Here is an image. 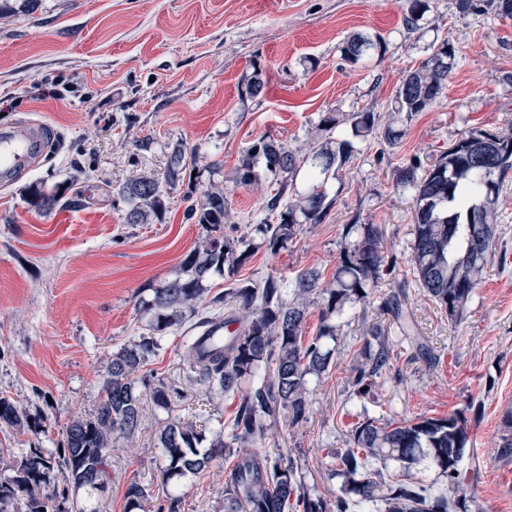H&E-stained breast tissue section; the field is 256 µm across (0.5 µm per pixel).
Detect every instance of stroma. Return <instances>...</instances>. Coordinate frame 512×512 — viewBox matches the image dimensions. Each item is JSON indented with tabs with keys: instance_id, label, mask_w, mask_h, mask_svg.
I'll return each instance as SVG.
<instances>
[{
	"instance_id": "stroma-1",
	"label": "stroma",
	"mask_w": 512,
	"mask_h": 512,
	"mask_svg": "<svg viewBox=\"0 0 512 512\" xmlns=\"http://www.w3.org/2000/svg\"><path fill=\"white\" fill-rule=\"evenodd\" d=\"M410 0H40L35 13L0 20V132L37 129L46 155L19 176L0 178V397L23 407L26 422L0 426V477L15 475L30 450L61 451L62 433L98 406L112 353L137 339L148 320L140 307L172 278L202 242L187 222L183 185L171 189L156 224H128L114 190L145 173L163 175L174 149L185 153L197 187L223 185L241 225L259 223L265 186L233 181L241 151L266 135L299 147L328 112L388 116L404 73L452 39L458 66L441 98L390 146L354 141L336 202L321 224L306 225L288 248H256L239 272L255 282L302 269L336 270L344 225H377L393 272L355 304L335 343L333 365L309 377L305 421L264 446L285 451L310 494L333 498L325 451L345 447L362 414L412 419L457 414L470 429L469 512H512V452L501 451L503 418L512 410V172L499 198L501 220L485 279L463 317L451 321L414 279L413 208L393 174L410 160L430 165L463 133L512 134V18L459 16L454 0H430L418 30H406ZM383 36L382 58L356 65L341 58L352 34ZM260 71L255 97L241 81ZM80 161L86 178L71 181ZM79 194L77 210L40 212L31 185ZM406 282L408 307L431 349L423 358L398 333L389 336L394 370L370 392L349 385L351 357L362 343L363 312ZM181 339L169 335L150 367L178 388L169 408L143 389L137 434L108 456L105 491L80 490L92 512H126L125 492H147L144 512L178 497L177 512H224V461L202 475L164 482L158 436L165 422L195 424L214 438L237 400L211 396L190 382Z\"/></svg>"
}]
</instances>
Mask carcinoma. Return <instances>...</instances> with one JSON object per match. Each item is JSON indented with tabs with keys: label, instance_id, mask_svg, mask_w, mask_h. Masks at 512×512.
<instances>
[{
	"label": "carcinoma",
	"instance_id": "1",
	"mask_svg": "<svg viewBox=\"0 0 512 512\" xmlns=\"http://www.w3.org/2000/svg\"><path fill=\"white\" fill-rule=\"evenodd\" d=\"M460 15L493 13L512 18V0H456ZM429 0H410L404 23L414 30L429 11ZM385 41L378 35L357 33L344 41V61L357 64L381 55ZM456 68V50L442 40L421 64L407 71L394 98L391 112L397 118L380 123L370 111L349 114V130L339 129L329 112L320 119L321 135L304 150L293 149L269 137L253 140L243 149L236 167V182L253 186L261 177L271 179L264 210L265 222L255 225L262 245L272 254L286 248L306 224H321L336 199L329 196L331 181L342 179L354 152L353 139L372 134L396 144L405 129L397 120H410L425 111L444 92ZM496 153L481 160L459 149L446 151L429 167L411 161L395 170L396 186L412 193L415 224L411 262L416 281L431 301L448 312V319H462L467 303L482 282L488 253L497 236L500 192L512 170V135H491ZM263 169H258V164ZM182 150L174 151L163 177L140 176L120 187L116 195L126 205L125 223L150 224L162 220L165 191L162 185L184 181ZM305 171L306 187L299 191L293 179ZM29 203L39 211L57 206L79 208L82 201L42 186L28 189ZM185 220L207 230L202 245L189 252L174 277L152 289L141 301L150 314L146 332L112 353L105 397L93 416L77 417L67 426L59 456L32 451L18 474L0 481V505L25 496V512H41L61 500L72 501L70 512L86 506L70 498L69 490L104 488L109 451L131 438L141 425L143 399L137 384L150 385L142 372L161 348L167 333L183 330V360L195 380L211 392L238 395L231 420L232 442L224 436L209 446L193 425L170 421L161 430L160 471L164 479L196 475L213 461L229 460L231 471L224 487V512H350V505L372 504L376 512H467V472L463 461L471 447L464 418L380 422L368 415L354 425L347 447L334 451V475L343 479L341 494L330 500L312 497L297 479L294 462L282 455L255 451L280 425L296 426L306 419L307 376L322 377L332 365L336 340L348 307L366 300L369 290L384 279L385 261L379 249L380 230L375 224L344 225L335 273L326 279L316 268L300 270L293 278L270 275L261 282L237 278L252 256L253 243L239 233L224 188L211 185L186 193ZM486 236L476 243L480 230ZM358 239L350 240L352 234ZM224 273L230 286L205 300L204 282L211 272ZM319 308L316 335L305 336L309 309ZM379 314L391 319L401 335L419 352L428 353L412 312L400 292L381 297ZM363 346L354 351L351 384L365 392L374 380L391 373L388 329L381 322L362 323ZM23 412L0 398V423L18 426ZM392 462L399 475H384L372 461ZM428 464L447 478L436 488L411 474ZM66 472L68 485L49 480L54 468Z\"/></svg>",
	"mask_w": 512,
	"mask_h": 512
}]
</instances>
